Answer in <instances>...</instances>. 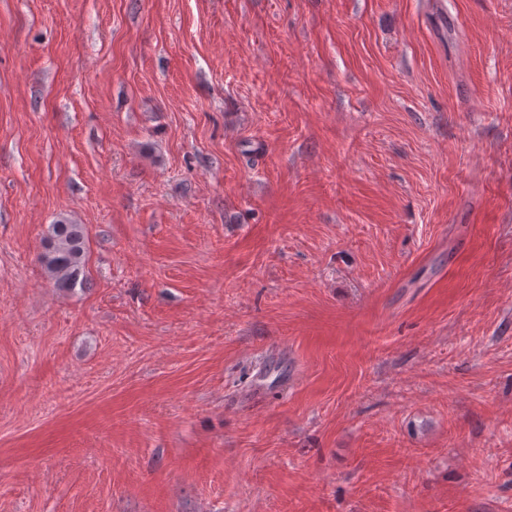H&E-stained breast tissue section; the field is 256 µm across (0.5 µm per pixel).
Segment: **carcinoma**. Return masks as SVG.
I'll use <instances>...</instances> for the list:
<instances>
[{
  "label": "carcinoma",
  "instance_id": "cac0c4a2",
  "mask_svg": "<svg viewBox=\"0 0 512 512\" xmlns=\"http://www.w3.org/2000/svg\"><path fill=\"white\" fill-rule=\"evenodd\" d=\"M42 262L56 287L72 290L85 286V229L64 220L51 225Z\"/></svg>",
  "mask_w": 512,
  "mask_h": 512
}]
</instances>
